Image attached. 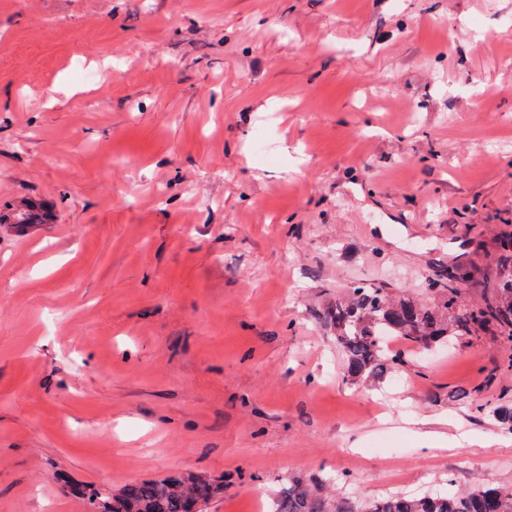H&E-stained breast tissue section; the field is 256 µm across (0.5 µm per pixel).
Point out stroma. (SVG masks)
<instances>
[{"mask_svg":"<svg viewBox=\"0 0 512 512\" xmlns=\"http://www.w3.org/2000/svg\"><path fill=\"white\" fill-rule=\"evenodd\" d=\"M0 512H83L54 474L512 485L489 334L349 381L316 319L357 282L512 236V0H0Z\"/></svg>","mask_w":512,"mask_h":512,"instance_id":"1","label":"stroma"}]
</instances>
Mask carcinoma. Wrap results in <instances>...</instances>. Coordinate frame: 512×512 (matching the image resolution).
<instances>
[{
	"label": "carcinoma",
	"instance_id": "obj_1",
	"mask_svg": "<svg viewBox=\"0 0 512 512\" xmlns=\"http://www.w3.org/2000/svg\"><path fill=\"white\" fill-rule=\"evenodd\" d=\"M496 288L476 304L463 299L461 283L470 278L455 267L423 282L417 292L393 293L381 286L355 284L329 301L318 314L321 326L341 351L346 377L368 383L404 364L397 343L427 351L445 350L464 336L480 332L512 349V237L499 243ZM443 495H391L360 502L333 496L310 478L288 484L278 512H512V488L493 483ZM224 491V484L195 473L135 480L114 493L107 487L71 485L68 493L87 512H203V505Z\"/></svg>",
	"mask_w": 512,
	"mask_h": 512
}]
</instances>
